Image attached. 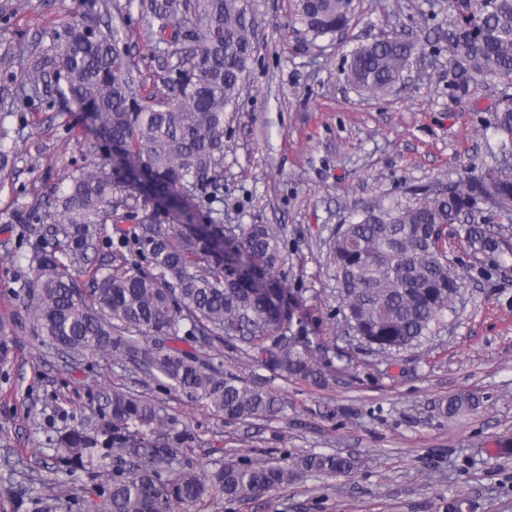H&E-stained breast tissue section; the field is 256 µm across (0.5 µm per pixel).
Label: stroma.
I'll return each mask as SVG.
<instances>
[{
    "label": "stroma",
    "mask_w": 512,
    "mask_h": 512,
    "mask_svg": "<svg viewBox=\"0 0 512 512\" xmlns=\"http://www.w3.org/2000/svg\"><path fill=\"white\" fill-rule=\"evenodd\" d=\"M258 59L236 107L224 115V178L215 207L224 224H280L286 229L288 286L316 335L334 343L342 372L328 385L270 379L245 362L241 347L215 353L225 369L254 378L287 401L274 420L225 421L204 404L157 384L128 359L112 355L79 366L46 351L24 317L15 290L31 277L29 259L40 230L12 224V211L46 204L73 165L111 163L96 135L51 116L15 107L6 125L15 134V165L0 173V320L11 325L9 363L0 364V512H13L5 489L43 494L45 467L59 431L90 417L91 393L108 378L160 402L186 425L196 444L188 456L211 470L241 459L279 460L310 453L354 455L359 466L341 476L303 475L248 503L215 498L191 512H445L449 493L475 512H512V277L481 275L456 230L448 253L469 273L446 327L419 346L385 358L346 336L339 312L329 240L342 217L376 196L407 201L412 188L492 164L498 151L489 108L499 96L482 87L455 101L447 89L448 57L422 47L446 24L448 0H356L347 32L306 40L290 25L292 0H255ZM130 58L146 92L163 86L166 58L147 33L140 0H119ZM74 0H30L0 23V69L18 70L31 49L58 25ZM406 30L419 48L410 78L385 99L357 93L341 68L358 45ZM480 393L483 407L440 422L436 400ZM72 494L46 500L44 512H104L84 473L60 475Z\"/></svg>",
    "instance_id": "1"
}]
</instances>
